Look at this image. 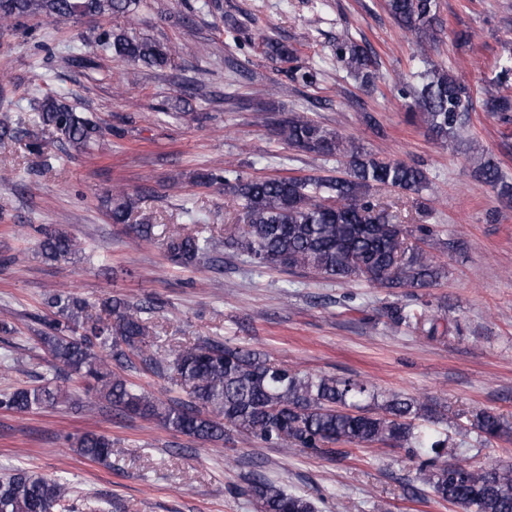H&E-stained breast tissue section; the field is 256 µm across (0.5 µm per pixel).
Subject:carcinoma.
<instances>
[{
	"label": "carcinoma",
	"mask_w": 512,
	"mask_h": 512,
	"mask_svg": "<svg viewBox=\"0 0 512 512\" xmlns=\"http://www.w3.org/2000/svg\"><path fill=\"white\" fill-rule=\"evenodd\" d=\"M141 0H0V29L23 18L40 17L64 24L71 20L128 14ZM394 22L423 50L436 40L441 26L437 0H385ZM101 46L129 66L162 69L175 49L159 41L138 38L124 30L103 32ZM266 54L288 62L295 48L278 39L265 43ZM336 62L363 86L376 79V59L365 42L350 34L336 44ZM419 82L400 89L408 111L419 118L432 138L456 150L470 122L475 100L470 88L448 67L428 56ZM482 106L500 123L512 125V95L488 90ZM278 138L306 153L345 161L336 178H245L227 166L193 176L197 184L224 182L240 201L237 222L224 240L193 229L169 237L168 253L183 266L210 259L222 245L246 256L259 268L308 271L338 282L360 279L381 288H426L445 274L427 250L409 242L412 230L394 204L376 198L385 188L418 194L430 185L418 163L379 158L353 140L299 113L274 122ZM103 127L86 112L47 95L37 112L21 126L0 119V151L22 145L32 155L48 156L49 143L86 148L95 144ZM476 178L491 187L505 206H512V182L503 177L492 156L470 157ZM114 224L129 223L139 199L123 189L103 199ZM38 254L46 261L67 260L82 252L71 233L44 227ZM47 312L32 317L35 340L80 381L92 384L98 401L123 414L154 420L165 429L202 443L231 439L232 433L285 452L295 448L332 455L337 446L399 448L417 463L419 480L442 502L461 512H512V464L491 469L448 462L455 449L448 438L424 430L422 421L434 409L417 398L389 394L372 409L368 387L330 374L313 375L278 365L267 354L218 341L185 343L160 353L150 340L148 315L157 303L105 297L97 303L71 290L47 297ZM429 303L418 308L394 306L397 325L429 323L427 337L437 333L428 315ZM172 380L188 399L163 400L132 382L124 370L132 358ZM74 393L41 376L33 384L0 394V410L26 413L44 407L67 406ZM485 442L504 430L500 417L475 415ZM76 453L105 464L112 456V438L84 432L68 438ZM71 486L63 477H47L15 467L0 477V512H70ZM246 495L255 512H317L305 494L289 492L261 473L253 474Z\"/></svg>",
	"instance_id": "cac0c4a2"
}]
</instances>
